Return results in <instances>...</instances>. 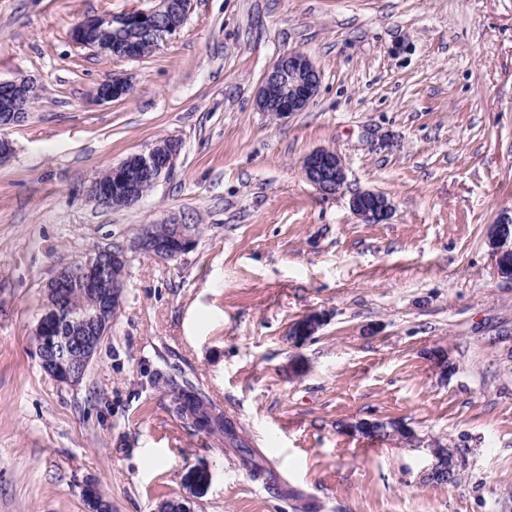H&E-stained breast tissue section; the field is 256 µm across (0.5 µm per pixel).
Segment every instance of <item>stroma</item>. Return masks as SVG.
<instances>
[{"instance_id": "1", "label": "stroma", "mask_w": 512, "mask_h": 512, "mask_svg": "<svg viewBox=\"0 0 512 512\" xmlns=\"http://www.w3.org/2000/svg\"><path fill=\"white\" fill-rule=\"evenodd\" d=\"M144 4L0 0V80L39 86L0 164V512H85L90 483L112 512H157L199 465L195 512H512V280L487 243L512 209V0H193L140 58L71 38ZM289 51L321 84L279 121L256 97ZM116 75L132 92L97 101ZM166 137L180 153L143 201L88 199L96 174ZM319 148L345 163L340 194L302 175ZM365 189L391 200L389 222L353 215ZM169 217L197 225L195 248L136 250ZM116 246L112 330L83 381L60 383L33 342L46 285ZM311 312L322 327L295 341ZM158 369L195 383L287 484L185 428ZM358 419L414 438L353 433ZM437 443L460 453L456 483L423 479Z\"/></svg>"}]
</instances>
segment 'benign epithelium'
<instances>
[{
  "label": "benign epithelium",
  "mask_w": 512,
  "mask_h": 512,
  "mask_svg": "<svg viewBox=\"0 0 512 512\" xmlns=\"http://www.w3.org/2000/svg\"><path fill=\"white\" fill-rule=\"evenodd\" d=\"M148 9H133L120 15L104 14L92 16L78 23L72 30V39L82 47L105 56L113 55L112 32H126V43L121 47L123 58L137 57L139 36L145 32L160 44L179 31L180 25L155 24L156 18L168 15L185 20L191 9V0H150ZM320 86V73L306 55L291 51L278 57L265 72L257 96V107L278 119H285L294 112L304 111L316 95ZM38 85L31 78L21 77L0 81V131L3 132L28 117L32 99ZM131 84L124 77H115L97 88L96 98L110 102L129 95ZM180 152L175 141L153 143L148 149L127 157L112 167V188L103 190L88 187V195L96 206L107 210L130 207L144 198L141 184L148 182L157 186L171 173L174 161ZM306 180L326 195L344 190L347 182L345 164L339 154L329 149H317L306 156L303 162ZM350 208L353 214L365 223L381 224L390 220L393 204L389 198L373 190H360L352 194ZM169 236L157 238L150 229L141 232L136 247L143 253L162 261L179 258L196 244L195 236L183 223L173 219L168 222ZM489 246L495 258L498 274L512 279V215L502 214L493 225L489 235ZM127 260L125 250L105 248L90 257L78 272L79 284L85 297L84 303L74 307L69 303L68 289L71 285L69 271L62 270L50 281L46 289L45 313L35 330L36 355L41 367L68 385L79 384L91 362L96 357L104 337L112 329V316L120 307L124 278L112 274ZM111 276L110 287L102 290L100 281ZM65 320L77 325L66 334L60 326ZM321 315L309 314L293 325L292 335L303 341L314 335L322 325ZM350 428L361 434L412 437V432L397 423L388 429V423L360 420ZM432 463L425 477L449 479L453 464L448 460V449H430ZM211 475L203 466L191 469L185 480L187 493L161 503L158 512H194L195 498L208 488ZM88 512H112V504L97 497L95 486L84 490Z\"/></svg>",
  "instance_id": "7a95c632"
}]
</instances>
